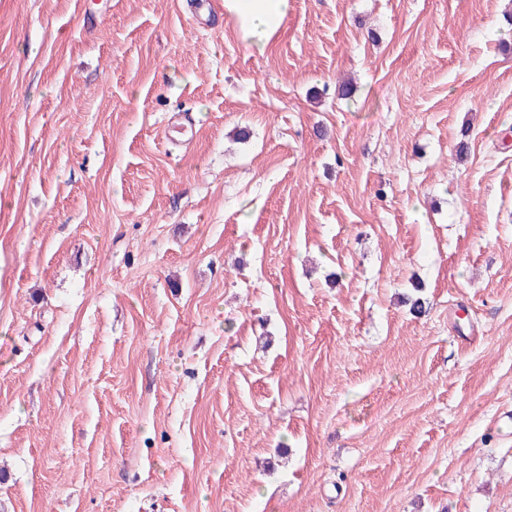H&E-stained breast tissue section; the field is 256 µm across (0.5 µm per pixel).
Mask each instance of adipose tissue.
<instances>
[{"label":"adipose tissue","mask_w":512,"mask_h":512,"mask_svg":"<svg viewBox=\"0 0 512 512\" xmlns=\"http://www.w3.org/2000/svg\"><path fill=\"white\" fill-rule=\"evenodd\" d=\"M289 9L290 0H224V12L242 41L260 52L282 29Z\"/></svg>","instance_id":"ef3b65f1"}]
</instances>
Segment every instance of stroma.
I'll return each instance as SVG.
<instances>
[{
  "mask_svg": "<svg viewBox=\"0 0 512 512\" xmlns=\"http://www.w3.org/2000/svg\"><path fill=\"white\" fill-rule=\"evenodd\" d=\"M505 408L512 0H0V512H512ZM289 0H224V13L230 17L242 41L262 52L282 29Z\"/></svg>",
  "mask_w": 512,
  "mask_h": 512,
  "instance_id": "1",
  "label": "stroma"
}]
</instances>
